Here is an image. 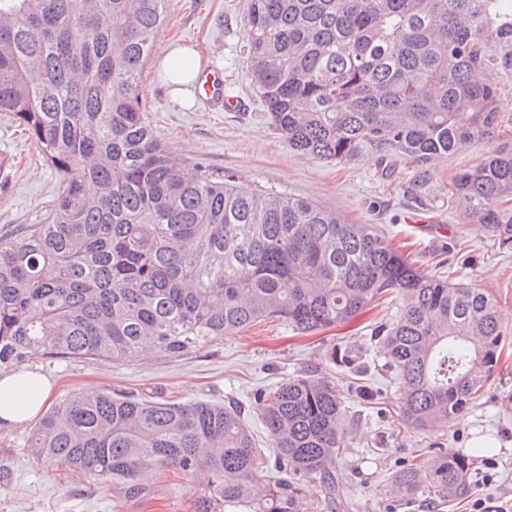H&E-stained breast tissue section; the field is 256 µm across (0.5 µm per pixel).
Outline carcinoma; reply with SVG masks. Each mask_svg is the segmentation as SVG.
Wrapping results in <instances>:
<instances>
[{
    "label": "carcinoma",
    "instance_id": "carcinoma-1",
    "mask_svg": "<svg viewBox=\"0 0 512 512\" xmlns=\"http://www.w3.org/2000/svg\"><path fill=\"white\" fill-rule=\"evenodd\" d=\"M169 0H0V112L59 174L46 224L0 238V368L33 349L110 362L179 357L259 320L299 333L373 323L396 385L391 430L463 417L499 369L495 299L431 276L374 224L308 200L260 194L172 157L151 126L142 71ZM247 65L270 128L297 153L374 155L419 177L439 158L496 138L504 89L480 71L512 67L504 0H248ZM448 202L512 245V144L456 172ZM273 453L236 401L84 390L28 438L36 460L82 472L126 501L152 494L149 469L199 479L196 512H312L349 504L336 461L344 404L325 377L297 375L251 403ZM443 451L401 466L395 491L441 505L467 495L474 458Z\"/></svg>",
    "mask_w": 512,
    "mask_h": 512
}]
</instances>
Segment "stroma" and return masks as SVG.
Returning a JSON list of instances; mask_svg holds the SVG:
<instances>
[{"label":"stroma","instance_id":"obj_1","mask_svg":"<svg viewBox=\"0 0 512 512\" xmlns=\"http://www.w3.org/2000/svg\"><path fill=\"white\" fill-rule=\"evenodd\" d=\"M246 4L170 0L157 54L142 77L149 121L163 145L186 166L203 167L255 192L309 199L351 222L379 225L395 243L412 245L427 274L435 273L432 258L442 245L457 242L470 261L467 283L496 297L504 338L512 347V248L492 246L481 225L462 223L448 205L446 188L449 176L481 161L490 143L434 161L418 197L409 192L413 172L404 164L386 170L373 156L331 164L297 155L269 128L253 88L245 57ZM175 45L195 50L199 67L221 69L225 96L244 103V111H213L193 89L184 102H175L159 68L161 55ZM58 180L26 131L0 116V238L14 235L20 226L45 223ZM426 218L431 226H423ZM370 321L366 314L352 325L305 336L272 318L177 358L149 352L102 363L41 352L29 356L27 365L52 380L57 401L87 388H131L165 399L246 405L289 377L325 375L335 381L346 405L341 425L347 449L338 472L352 512H478L481 503L512 498V357L502 360L468 415L429 430L406 431L381 449L383 413L397 393L382 369ZM334 350L350 356L353 366L334 365L329 359ZM364 388L373 401L363 399ZM32 428L29 422L0 428V512H194L195 483L170 471L146 473L143 481L154 493L134 502L117 498L104 482L85 474L44 467L26 446ZM479 439L488 450L477 456L480 485L474 493L445 508L392 493L398 466L425 463L444 448L467 453Z\"/></svg>","mask_w":512,"mask_h":512}]
</instances>
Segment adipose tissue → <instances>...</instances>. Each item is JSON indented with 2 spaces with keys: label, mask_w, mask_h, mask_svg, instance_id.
Wrapping results in <instances>:
<instances>
[{
  "label": "adipose tissue",
  "mask_w": 512,
  "mask_h": 512,
  "mask_svg": "<svg viewBox=\"0 0 512 512\" xmlns=\"http://www.w3.org/2000/svg\"><path fill=\"white\" fill-rule=\"evenodd\" d=\"M53 390L42 372L28 368L0 371V425L9 427L36 417Z\"/></svg>",
  "instance_id": "obj_1"
}]
</instances>
